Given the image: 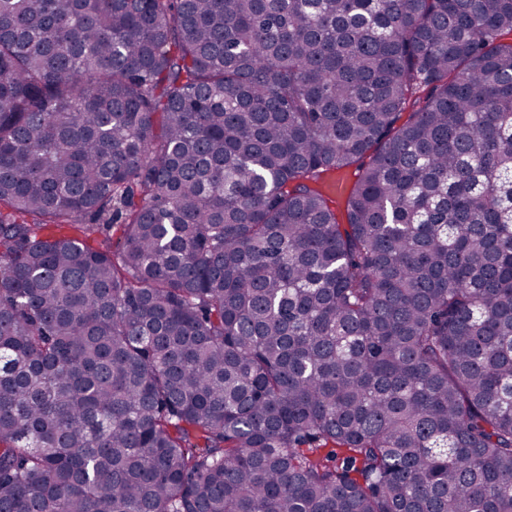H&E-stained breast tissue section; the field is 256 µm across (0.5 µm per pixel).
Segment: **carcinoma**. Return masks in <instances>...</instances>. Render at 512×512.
Masks as SVG:
<instances>
[{"instance_id":"1","label":"carcinoma","mask_w":512,"mask_h":512,"mask_svg":"<svg viewBox=\"0 0 512 512\" xmlns=\"http://www.w3.org/2000/svg\"><path fill=\"white\" fill-rule=\"evenodd\" d=\"M508 36L0 0V512H512Z\"/></svg>"}]
</instances>
